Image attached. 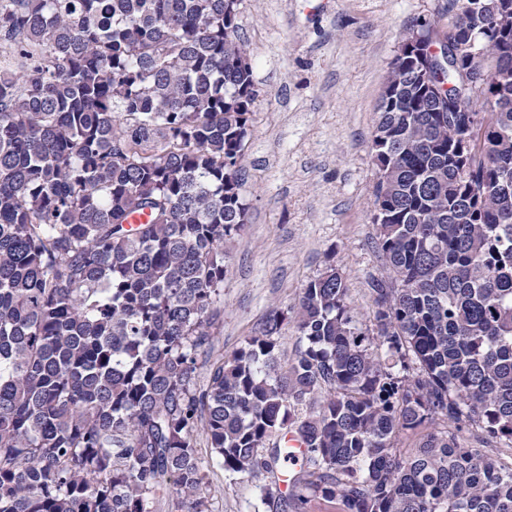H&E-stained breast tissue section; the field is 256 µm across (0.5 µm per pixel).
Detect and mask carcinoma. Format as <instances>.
I'll list each match as a JSON object with an SVG mask.
<instances>
[{
    "label": "carcinoma",
    "mask_w": 512,
    "mask_h": 512,
    "mask_svg": "<svg viewBox=\"0 0 512 512\" xmlns=\"http://www.w3.org/2000/svg\"><path fill=\"white\" fill-rule=\"evenodd\" d=\"M470 2L433 77L463 111L432 110L420 45L379 101L374 328L329 266L283 370L281 311L212 357L258 97L228 0H0V512H210L209 468L274 482L288 431L306 454L262 512H512V461L464 442L512 448V90L458 153L464 82L512 85V0Z\"/></svg>",
    "instance_id": "obj_1"
}]
</instances>
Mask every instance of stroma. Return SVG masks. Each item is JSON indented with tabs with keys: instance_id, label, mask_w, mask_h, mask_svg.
Returning a JSON list of instances; mask_svg holds the SVG:
<instances>
[{
	"instance_id": "obj_1",
	"label": "stroma",
	"mask_w": 512,
	"mask_h": 512,
	"mask_svg": "<svg viewBox=\"0 0 512 512\" xmlns=\"http://www.w3.org/2000/svg\"><path fill=\"white\" fill-rule=\"evenodd\" d=\"M448 0H240L238 36L259 91L243 159L245 231L224 245L228 357L275 308L297 304L334 266L348 303L370 327L377 167L371 140L390 67L422 28L448 33ZM212 512H254L260 480L211 472Z\"/></svg>"
}]
</instances>
